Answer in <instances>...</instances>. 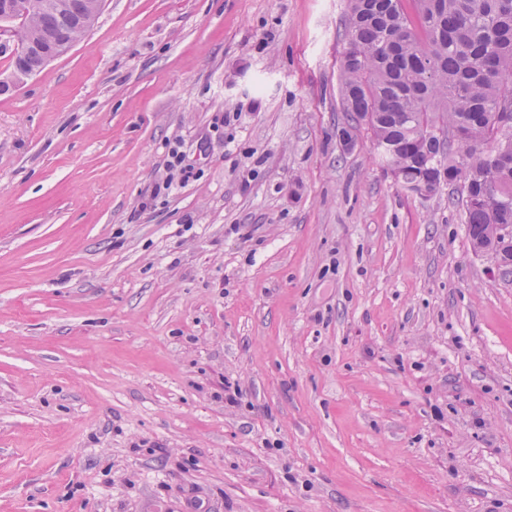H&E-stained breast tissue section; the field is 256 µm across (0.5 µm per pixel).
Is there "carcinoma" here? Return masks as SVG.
<instances>
[{
	"label": "carcinoma",
	"mask_w": 512,
	"mask_h": 512,
	"mask_svg": "<svg viewBox=\"0 0 512 512\" xmlns=\"http://www.w3.org/2000/svg\"><path fill=\"white\" fill-rule=\"evenodd\" d=\"M17 31L18 44L44 31L78 38L98 0H42ZM341 100L351 124L368 119L374 150L407 189L443 185L461 197L473 249L512 267V0H348ZM42 68L38 50L14 53L13 68ZM447 132L442 143L424 129Z\"/></svg>",
	"instance_id": "1"
}]
</instances>
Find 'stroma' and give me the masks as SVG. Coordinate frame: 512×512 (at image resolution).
I'll list each match as a JSON object with an SVG mask.
<instances>
[{
  "instance_id": "obj_1",
  "label": "stroma",
  "mask_w": 512,
  "mask_h": 512,
  "mask_svg": "<svg viewBox=\"0 0 512 512\" xmlns=\"http://www.w3.org/2000/svg\"><path fill=\"white\" fill-rule=\"evenodd\" d=\"M347 24L104 0L0 92V512H512V273L342 146Z\"/></svg>"
}]
</instances>
